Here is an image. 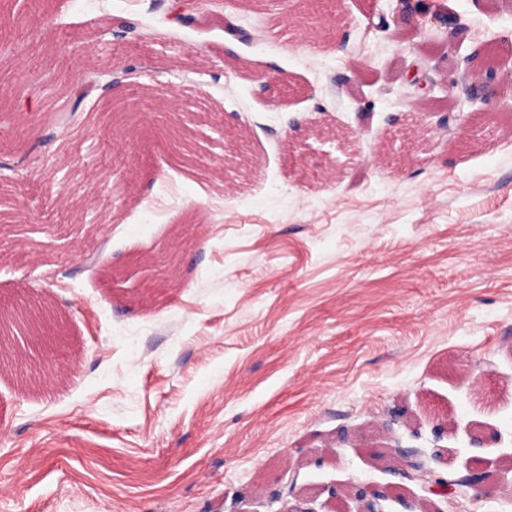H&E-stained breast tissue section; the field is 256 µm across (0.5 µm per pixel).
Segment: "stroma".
<instances>
[{
  "instance_id": "35a3bbf8",
  "label": "stroma",
  "mask_w": 512,
  "mask_h": 512,
  "mask_svg": "<svg viewBox=\"0 0 512 512\" xmlns=\"http://www.w3.org/2000/svg\"><path fill=\"white\" fill-rule=\"evenodd\" d=\"M334 2L293 30L314 0H0V303L63 322L45 379L0 369V512H240L282 490L286 460L300 493H406L380 449L318 456L397 405L438 471L512 479V87L491 119L441 88L488 42L512 61V0H440L467 27L449 48L436 27L380 31L390 0ZM133 61L120 130L61 123L38 91ZM163 107L189 115L198 166ZM442 112L464 121L437 129ZM231 127L248 142L228 163ZM171 245L179 280L154 289Z\"/></svg>"
}]
</instances>
